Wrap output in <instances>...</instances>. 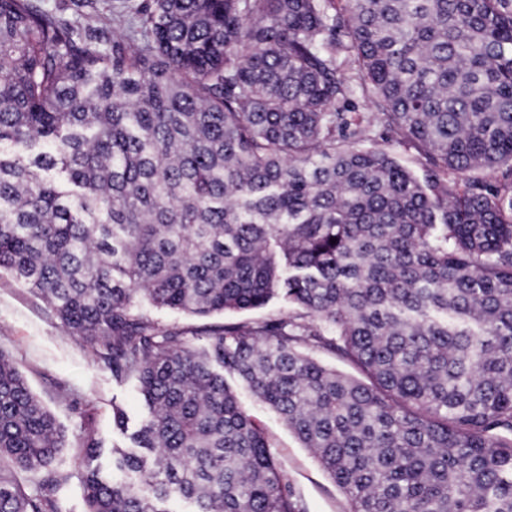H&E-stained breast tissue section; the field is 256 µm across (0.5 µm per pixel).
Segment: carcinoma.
Here are the masks:
<instances>
[{"instance_id": "carcinoma-1", "label": "carcinoma", "mask_w": 512, "mask_h": 512, "mask_svg": "<svg viewBox=\"0 0 512 512\" xmlns=\"http://www.w3.org/2000/svg\"><path fill=\"white\" fill-rule=\"evenodd\" d=\"M341 2L125 0L108 49L0 0V270L147 405L79 437L86 512H305L226 374L350 512H512V183L448 184L512 177V0ZM65 443L0 349V512H57ZM390 149L393 152L395 158L419 176H423L427 169V162L424 155L418 149L416 145L410 142H401L393 144L390 142ZM288 311V305L284 304L280 301H275L270 303L264 308L252 310V311H246V312H230L224 314V317L222 315H215L211 317L209 320H206L208 322H222L223 320H252V321H259L264 319H269L276 317L282 313H285Z\"/></svg>"}]
</instances>
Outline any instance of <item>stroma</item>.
<instances>
[{"mask_svg":"<svg viewBox=\"0 0 512 512\" xmlns=\"http://www.w3.org/2000/svg\"><path fill=\"white\" fill-rule=\"evenodd\" d=\"M72 25L112 44V27L121 0H34ZM0 348L8 352L25 375L32 392L56 417L66 445L55 468L61 475L57 493L60 512H85L81 452L77 436L92 424L104 447L122 443L112 424V406L129 415L143 407L133 384L119 385L92 351L75 341L41 298L0 274ZM237 396L262 429L278 463L300 495L306 512H349L346 494L328 477L313 455L303 448L284 420L258 403L244 387Z\"/></svg>","mask_w":512,"mask_h":512,"instance_id":"stroma-1","label":"stroma"}]
</instances>
